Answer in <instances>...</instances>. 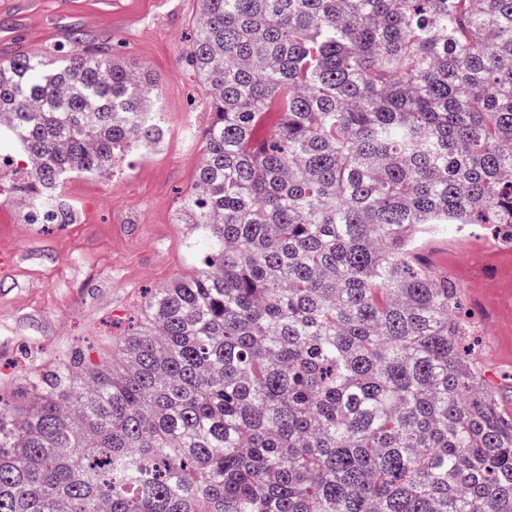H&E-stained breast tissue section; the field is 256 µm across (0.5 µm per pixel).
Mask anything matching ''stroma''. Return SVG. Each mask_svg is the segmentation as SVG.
<instances>
[{"instance_id":"1","label":"stroma","mask_w":512,"mask_h":512,"mask_svg":"<svg viewBox=\"0 0 512 512\" xmlns=\"http://www.w3.org/2000/svg\"><path fill=\"white\" fill-rule=\"evenodd\" d=\"M199 0H0V59L104 46L151 73L165 136L131 149L110 176L64 186L69 224H24L0 174V250L18 261L0 271V394L32 371L84 355L111 360L141 315L147 291L195 274L194 239L176 215L203 159L209 97L186 62ZM427 266L448 277L476 316L487 379L512 400V245L488 224L428 235Z\"/></svg>"}]
</instances>
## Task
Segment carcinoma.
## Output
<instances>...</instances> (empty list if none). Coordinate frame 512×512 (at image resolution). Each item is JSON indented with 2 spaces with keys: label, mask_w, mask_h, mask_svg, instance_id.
<instances>
[{
  "label": "carcinoma",
  "mask_w": 512,
  "mask_h": 512,
  "mask_svg": "<svg viewBox=\"0 0 512 512\" xmlns=\"http://www.w3.org/2000/svg\"><path fill=\"white\" fill-rule=\"evenodd\" d=\"M188 65L199 267L117 362L0 398V512H512V418L415 259L462 224L512 244V0H200ZM156 93L97 48L0 62L35 223L163 139Z\"/></svg>",
  "instance_id": "1"
}]
</instances>
